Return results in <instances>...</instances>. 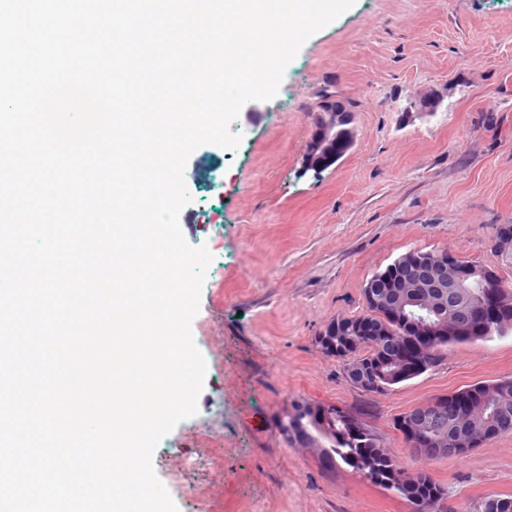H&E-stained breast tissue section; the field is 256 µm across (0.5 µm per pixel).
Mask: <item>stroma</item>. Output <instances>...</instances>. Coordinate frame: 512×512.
<instances>
[{
	"label": "stroma",
	"instance_id": "stroma-1",
	"mask_svg": "<svg viewBox=\"0 0 512 512\" xmlns=\"http://www.w3.org/2000/svg\"><path fill=\"white\" fill-rule=\"evenodd\" d=\"M325 88L350 104L356 142L320 177L303 176ZM431 91L437 111H417ZM230 130L236 150L201 146L184 172L180 227L212 261L192 322L207 366L197 413L153 454L178 512H413L283 440L279 417L305 400H371L388 451L445 486L457 512L512 496V433L428 461L393 427L435 397L512 378V332L451 347L371 396L316 342L333 319L361 314L366 280L412 250L445 251L512 283V265L491 249L497 225L512 224V0H355L306 42L277 97L242 107Z\"/></svg>",
	"mask_w": 512,
	"mask_h": 512
}]
</instances>
